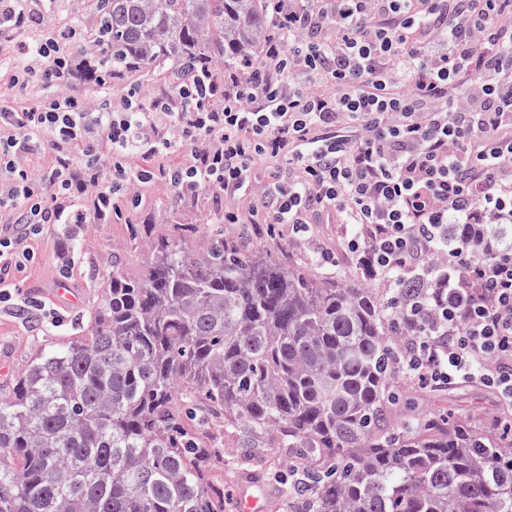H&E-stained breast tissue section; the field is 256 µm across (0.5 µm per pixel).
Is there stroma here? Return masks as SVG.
Listing matches in <instances>:
<instances>
[{
    "instance_id": "obj_1",
    "label": "stroma",
    "mask_w": 512,
    "mask_h": 512,
    "mask_svg": "<svg viewBox=\"0 0 512 512\" xmlns=\"http://www.w3.org/2000/svg\"><path fill=\"white\" fill-rule=\"evenodd\" d=\"M29 7L37 13V22L0 32V104L16 110L33 107L60 92L56 84L47 82H34L22 90L14 87L13 77L25 61L27 46L71 28L91 32L95 20L91 0H31ZM127 192L139 204L126 210L122 218L104 224H51L35 240L33 261L17 276L11 301L0 305V364L7 367L6 373L0 374V396L11 383V370L24 365L45 344L76 336L88 327L90 312L107 288L113 267H120L128 279H140L151 245L161 240L179 242L202 259L212 231L218 228L225 238L245 244L270 261L284 263L293 258L310 263L325 277L354 282L360 278L334 217L321 218L304 234L280 224L271 235L265 225L254 223L257 200L249 195L230 199L224 193L202 189L182 196L160 176L148 182L131 181ZM228 209L238 212L239 223L220 224ZM319 249L332 255V263L316 262ZM59 279L81 289L82 300L76 310L64 311L48 300L30 303L32 289L51 287ZM391 387L402 396L392 417L396 424L411 415L466 417L491 434L497 424L512 420V404L478 380L432 389L422 387L401 370ZM240 454L236 447L217 449L214 479L224 488V512H238L241 498L248 495L260 497L263 512H291L279 485L270 478L290 459L287 449H265L247 471L237 465Z\"/></svg>"
}]
</instances>
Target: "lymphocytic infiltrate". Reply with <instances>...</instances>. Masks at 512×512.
I'll return each mask as SVG.
<instances>
[{
	"instance_id": "1",
	"label": "lymphocytic infiltrate",
	"mask_w": 512,
	"mask_h": 512,
	"mask_svg": "<svg viewBox=\"0 0 512 512\" xmlns=\"http://www.w3.org/2000/svg\"><path fill=\"white\" fill-rule=\"evenodd\" d=\"M278 30L258 73L181 87L190 112L87 110L70 92L0 112V296L49 224L107 220L146 162L183 194H258L265 224L295 231L324 215L370 282L416 279L407 371L425 385L472 380L512 402V252L463 267L450 224H512V0H274ZM15 80L58 82L68 53L36 43ZM54 152L40 174L25 163ZM283 161L263 190L255 165Z\"/></svg>"
}]
</instances>
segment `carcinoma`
<instances>
[{"mask_svg":"<svg viewBox=\"0 0 512 512\" xmlns=\"http://www.w3.org/2000/svg\"><path fill=\"white\" fill-rule=\"evenodd\" d=\"M83 72L134 71L173 92L264 60L269 0H93ZM511 224H450L464 260L512 248ZM399 315L363 284L213 239L166 241L144 276L112 270L90 329L39 351L0 400V512H224L214 449L189 421L224 420L250 458L319 462L282 495L297 512H512V440L423 417L394 429L388 337Z\"/></svg>","mask_w":512,"mask_h":512,"instance_id":"obj_1","label":"carcinoma"}]
</instances>
